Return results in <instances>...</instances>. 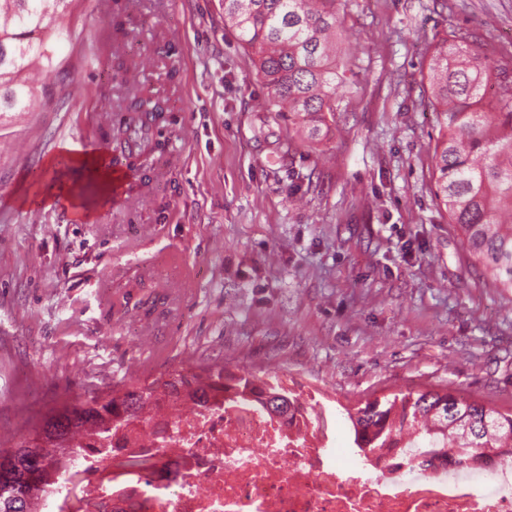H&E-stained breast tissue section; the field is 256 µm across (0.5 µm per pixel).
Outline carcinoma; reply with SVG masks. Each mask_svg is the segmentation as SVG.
Here are the masks:
<instances>
[{"instance_id": "obj_1", "label": "carcinoma", "mask_w": 512, "mask_h": 512, "mask_svg": "<svg viewBox=\"0 0 512 512\" xmlns=\"http://www.w3.org/2000/svg\"><path fill=\"white\" fill-rule=\"evenodd\" d=\"M76 0H0V112L34 107L32 68L48 58L58 18ZM224 25L252 54L268 89V104L317 139L337 111L348 83L337 53L336 0H224ZM428 106L436 113L433 195L455 225L479 281L512 293V75L453 32L427 49ZM502 90L487 102L489 86ZM164 102L135 95L110 133L112 162L133 166L155 147ZM218 393L253 398L264 411L288 416L295 394L278 376L241 374L224 363L187 362L148 381L115 384L79 407L46 416L29 436L0 449V512H38L40 500L66 481L70 447L88 431L147 426L150 415L206 403ZM353 444L368 453L401 448L408 440L429 459L466 466L488 451L512 457V412L503 413L457 393L425 390L374 399L348 414Z\"/></svg>"}]
</instances>
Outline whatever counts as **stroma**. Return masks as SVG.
Masks as SVG:
<instances>
[{
	"label": "stroma",
	"instance_id": "stroma-1",
	"mask_svg": "<svg viewBox=\"0 0 512 512\" xmlns=\"http://www.w3.org/2000/svg\"><path fill=\"white\" fill-rule=\"evenodd\" d=\"M340 91L312 141L267 109L222 0H78L32 112L0 114V439L112 385L223 360L348 411L448 389L512 411V294L478 282L431 191L426 48L512 68V0H338ZM69 82H62V75ZM167 102L146 169L92 218L72 156L110 153L132 86Z\"/></svg>",
	"mask_w": 512,
	"mask_h": 512
}]
</instances>
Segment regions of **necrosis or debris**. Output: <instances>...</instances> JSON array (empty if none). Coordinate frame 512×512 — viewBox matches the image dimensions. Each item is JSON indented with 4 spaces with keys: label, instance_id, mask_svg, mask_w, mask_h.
Here are the masks:
<instances>
[{
    "label": "necrosis or debris",
    "instance_id": "4bbe7bcc",
    "mask_svg": "<svg viewBox=\"0 0 512 512\" xmlns=\"http://www.w3.org/2000/svg\"><path fill=\"white\" fill-rule=\"evenodd\" d=\"M303 393L293 422L256 403L213 397L181 415H160L152 441L106 432L77 447L73 479L41 512H512V462L488 456L460 468L416 465L413 448H386L345 466L335 456L324 411ZM147 468L128 466L131 457Z\"/></svg>",
    "mask_w": 512,
    "mask_h": 512
}]
</instances>
